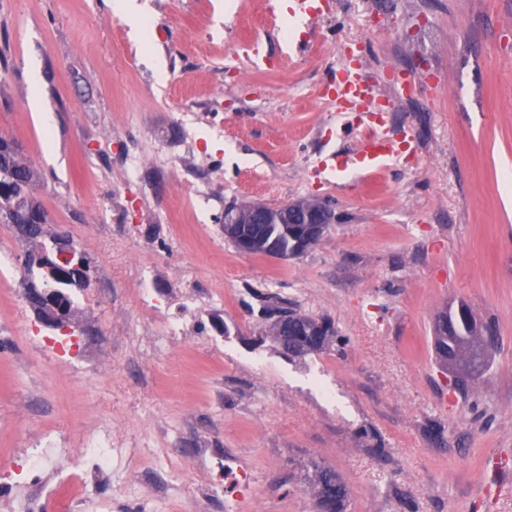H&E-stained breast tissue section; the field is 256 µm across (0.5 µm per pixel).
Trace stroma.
<instances>
[{
  "label": "stroma",
  "instance_id": "obj_1",
  "mask_svg": "<svg viewBox=\"0 0 512 512\" xmlns=\"http://www.w3.org/2000/svg\"><path fill=\"white\" fill-rule=\"evenodd\" d=\"M145 3L148 44L112 0H0V135L40 172L48 216L37 240L0 223L14 258L0 275V512L11 466L44 435L75 454L105 427L121 465L39 512H224L200 492L199 448L247 459L263 512H315V464L341 477L347 512H512V0H324L315 17L295 0ZM355 50L395 107L392 140L416 147L330 177L319 158L358 149L333 94ZM34 65L48 132L28 102ZM188 122L207 159L190 173ZM142 151L165 176L130 181L121 156ZM114 194L128 200L116 221ZM300 199L338 220L299 257L242 254L220 228L232 201ZM56 236L90 276L71 296L64 365L24 334L40 321L26 288L44 279L23 260ZM276 301L330 319L345 345L284 356L260 315ZM458 303L493 338L464 394L433 349L437 315Z\"/></svg>",
  "mask_w": 512,
  "mask_h": 512
}]
</instances>
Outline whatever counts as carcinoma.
<instances>
[{
    "instance_id": "cac0c4a2",
    "label": "carcinoma",
    "mask_w": 512,
    "mask_h": 512,
    "mask_svg": "<svg viewBox=\"0 0 512 512\" xmlns=\"http://www.w3.org/2000/svg\"><path fill=\"white\" fill-rule=\"evenodd\" d=\"M38 178L34 167L13 149V141L0 136V223L8 224L12 217L28 210L38 212L41 223H47V214L33 194ZM290 231L286 224L263 225L260 238L252 245L253 253H266V245L271 241L281 251H288L294 243L288 236ZM82 262L83 258L76 254L70 259L58 260L49 252L36 260L37 266L46 270V286L56 290L68 307L71 301L62 285L78 274L74 267ZM261 315L268 320L267 335L290 357L300 358L321 352L335 343L343 344V338L328 320H317L287 307L264 308ZM281 316L288 317L294 326L292 333L286 335L277 331ZM433 340L435 354L446 366L453 368L463 364L472 369L482 364L483 357L478 355L483 348L481 325L464 303L441 313L434 325ZM306 479L312 489L316 512H347V489L334 470L316 466Z\"/></svg>"
}]
</instances>
